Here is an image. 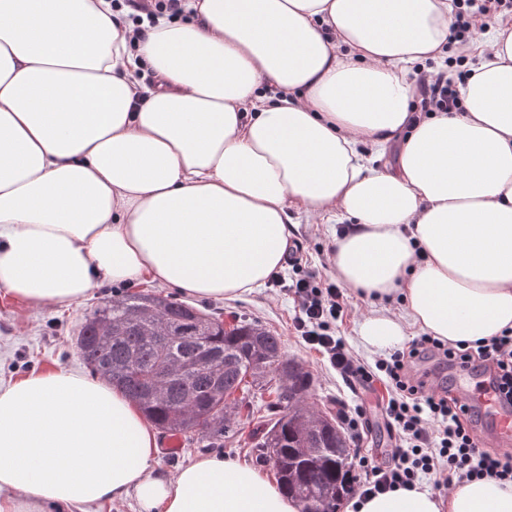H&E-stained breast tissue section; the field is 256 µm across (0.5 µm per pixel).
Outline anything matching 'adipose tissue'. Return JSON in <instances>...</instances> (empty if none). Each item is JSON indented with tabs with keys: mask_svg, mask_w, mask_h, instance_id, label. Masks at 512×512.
I'll return each instance as SVG.
<instances>
[{
	"mask_svg": "<svg viewBox=\"0 0 512 512\" xmlns=\"http://www.w3.org/2000/svg\"><path fill=\"white\" fill-rule=\"evenodd\" d=\"M191 5L133 50L108 0H0V291L56 307L145 278L234 297L280 269L301 210L346 224L339 280L402 300L363 318L367 346L411 324L469 343L512 329V17L473 48L463 111L417 120L411 75L442 58L449 0ZM156 454L153 427L100 380L0 382V512L128 497L138 512H298L233 459L169 474ZM355 510L512 512V485L399 489Z\"/></svg>",
	"mask_w": 512,
	"mask_h": 512,
	"instance_id": "ef3b65f1",
	"label": "adipose tissue"
}]
</instances>
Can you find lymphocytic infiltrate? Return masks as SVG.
<instances>
[{
    "label": "lymphocytic infiltrate",
    "mask_w": 512,
    "mask_h": 512,
    "mask_svg": "<svg viewBox=\"0 0 512 512\" xmlns=\"http://www.w3.org/2000/svg\"><path fill=\"white\" fill-rule=\"evenodd\" d=\"M184 0H112L113 12L131 21L130 47L145 37V24L158 17H177ZM468 75L464 57H448L443 67L421 74L414 95L418 111L458 112L457 85ZM291 288L299 299L293 327L307 345L352 386L378 393L392 447L381 455L360 456L350 482L359 496L415 488L427 477L437 488L456 481L494 478L512 484V453H492L480 446L476 426L480 415L466 399L447 398L430 386L415 366L430 360L459 371L488 370L497 382L501 402L512 407V330L472 343H447L424 334L413 338L387 358L369 365L360 361L341 337L330 330L344 309V289L311 272Z\"/></svg>",
    "instance_id": "lymphocytic-infiltrate-1"
}]
</instances>
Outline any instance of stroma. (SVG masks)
I'll list each match as a JSON object with an SVG mask.
<instances>
[{
    "instance_id": "1",
    "label": "stroma",
    "mask_w": 512,
    "mask_h": 512,
    "mask_svg": "<svg viewBox=\"0 0 512 512\" xmlns=\"http://www.w3.org/2000/svg\"><path fill=\"white\" fill-rule=\"evenodd\" d=\"M297 222L293 240L302 246V266L298 269L283 266L279 272L280 278L291 282L308 271L332 276L330 258L334 236L330 225L311 214L298 216ZM143 291H155L174 301L180 298L176 289L146 279L105 284L87 298L63 307L34 308L0 292V380H13L34 370L85 372L86 367L75 350V337L85 315L103 299ZM194 305L220 315L226 323L256 321L280 336L285 356L303 365L312 376L309 403L335 415L339 414L341 408L364 403L369 410V424L361 442L362 448L377 454L389 447V436L375 397L356 392L329 372L323 365L320 353L308 348L296 336L293 321L298 312V303L292 291L267 285L238 297L198 299ZM375 309V304L370 300L361 297L355 290H347L343 314L331 324L336 335L341 336L358 356L370 363L376 360L377 355L363 346L357 328L359 321ZM255 426V420L246 414L237 415L233 425L235 435L225 442L222 452L246 466L263 471L268 479H275L276 471L272 464L259 461L248 443V436Z\"/></svg>"
}]
</instances>
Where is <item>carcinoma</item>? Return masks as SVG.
I'll list each match as a JSON object with an SVG mask.
<instances>
[{
	"mask_svg": "<svg viewBox=\"0 0 512 512\" xmlns=\"http://www.w3.org/2000/svg\"><path fill=\"white\" fill-rule=\"evenodd\" d=\"M80 357L156 427L224 445L235 410L266 393L259 458L303 512H328L350 491V443L331 412L306 401L309 372L284 359L281 338L255 322L224 321L159 295L127 293L98 305L76 339ZM284 369L282 379L276 370Z\"/></svg>",
	"mask_w": 512,
	"mask_h": 512,
	"instance_id": "obj_1",
	"label": "carcinoma"
}]
</instances>
